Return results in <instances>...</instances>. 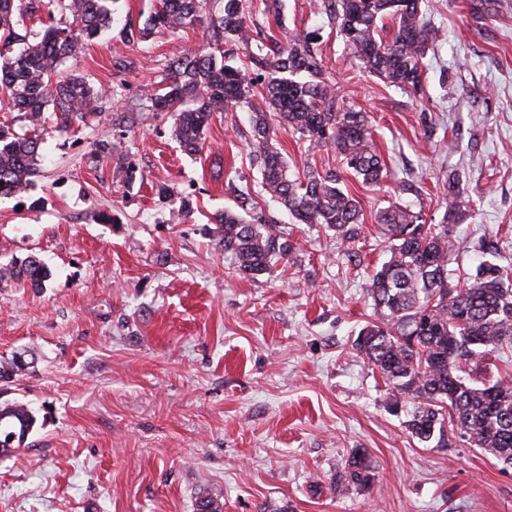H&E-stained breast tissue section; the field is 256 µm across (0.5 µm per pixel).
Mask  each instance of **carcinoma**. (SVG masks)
Returning a JSON list of instances; mask_svg holds the SVG:
<instances>
[{
  "label": "carcinoma",
  "mask_w": 512,
  "mask_h": 512,
  "mask_svg": "<svg viewBox=\"0 0 512 512\" xmlns=\"http://www.w3.org/2000/svg\"><path fill=\"white\" fill-rule=\"evenodd\" d=\"M115 0H0V104L19 112L26 130L0 125V197L24 192L40 173L43 116L53 109L65 132L86 116L119 102L120 84L104 92L62 66L86 42L112 30ZM209 0H155L148 14L128 20L114 36L123 46L156 34L207 26L208 37L193 54L170 59L161 80L139 93L135 120L164 113L174 119V136L184 151L203 149L204 131L214 112L247 107L252 112L251 165L264 193L303 224L331 228L347 244L363 230L361 202L334 168L288 176V163L272 144L268 111L314 148L331 147L355 178L378 184L384 162L373 147L365 113L338 103L314 39L290 34L282 0H224L220 14L207 15ZM365 71L408 91L422 80V60L439 38L421 17L420 0H314ZM273 18L277 38L256 29L253 17ZM209 19H204V16ZM41 25L33 35L14 25ZM392 21L384 39V21ZM244 51V63H226L224 45ZM97 153L116 159L129 178L136 168L115 144L100 141ZM444 217L428 224L422 212L392 204L377 214L390 241V257L367 276L373 320L358 333L356 349L391 385V407L408 409V428L420 441L453 448L456 437L512 466V377L487 376V355L512 347V271L494 262V241L486 242L475 275L462 285L450 281L448 264L455 242L448 229L466 208L460 174L448 175ZM218 244L244 274L259 275L296 249L276 221H248L234 210L217 217ZM16 280L43 288L50 272L30 255L14 266ZM36 418L20 401L0 404V456L25 445ZM374 478L367 453L355 449L338 480L366 488Z\"/></svg>",
  "instance_id": "1"
}]
</instances>
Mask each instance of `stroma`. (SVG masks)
<instances>
[{
	"instance_id": "35a3bbf8",
	"label": "stroma",
	"mask_w": 512,
	"mask_h": 512,
	"mask_svg": "<svg viewBox=\"0 0 512 512\" xmlns=\"http://www.w3.org/2000/svg\"><path fill=\"white\" fill-rule=\"evenodd\" d=\"M284 4L289 31H318L338 97L367 114L386 165L378 185L345 178L363 207L359 242L263 197L248 112L215 113L197 155L167 116L119 129L133 96L68 132L48 127L41 175L0 198V403H27L37 418L26 446L0 457V512H196L204 492L224 512H512V467L462 441L426 447L355 348L373 313L365 279L388 257L378 211L396 203L441 219L450 171L470 197L451 227L453 281L474 272L489 237L512 269V0H421L440 37L413 96L365 72L309 0ZM206 36L131 45L136 67L118 75L105 33L65 67L136 90ZM268 119L292 176L338 166L332 148ZM99 140L139 178L97 155ZM244 186L297 245L270 275L242 274L214 235ZM30 255L52 271L45 289L10 275ZM18 358L24 371H11ZM356 448L374 465L364 489L336 483Z\"/></svg>"
}]
</instances>
